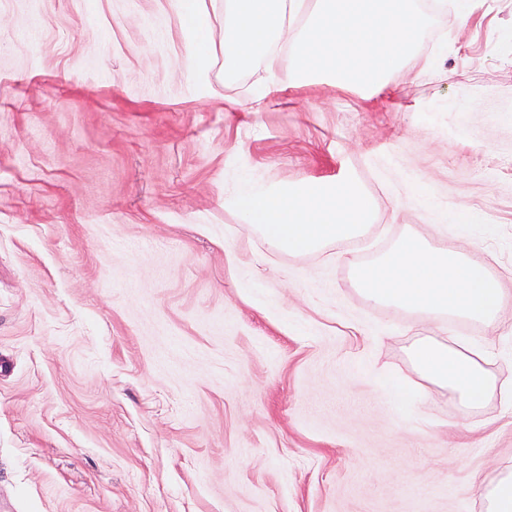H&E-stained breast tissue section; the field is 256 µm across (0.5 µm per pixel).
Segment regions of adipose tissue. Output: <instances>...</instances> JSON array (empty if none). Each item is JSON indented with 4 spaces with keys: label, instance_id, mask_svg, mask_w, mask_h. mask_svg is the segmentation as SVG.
Masks as SVG:
<instances>
[{
    "label": "adipose tissue",
    "instance_id": "obj_1",
    "mask_svg": "<svg viewBox=\"0 0 512 512\" xmlns=\"http://www.w3.org/2000/svg\"><path fill=\"white\" fill-rule=\"evenodd\" d=\"M447 8V0H434L429 11L418 0H224V84L247 83V100L258 105L314 82L378 96ZM224 206L272 254L302 258L362 236L376 200L352 174L266 182L241 173L225 187ZM352 279L376 306L500 326V279L467 252L435 247L415 231L371 264L353 267ZM410 359L423 380L448 391L460 430H469L473 410L487 399L512 402V385L489 369L488 350L426 336Z\"/></svg>",
    "mask_w": 512,
    "mask_h": 512
}]
</instances>
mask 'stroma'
Instances as JSON below:
<instances>
[{"mask_svg": "<svg viewBox=\"0 0 512 512\" xmlns=\"http://www.w3.org/2000/svg\"><path fill=\"white\" fill-rule=\"evenodd\" d=\"M0 0V512H461L512 467V406L460 434L419 336L512 380V0H458L385 95L225 110L220 0ZM201 57V73L187 67ZM242 169L352 172L361 246L279 256L224 209ZM401 198L388 207L386 195ZM502 276V326L377 307L350 266L408 230ZM181 6L189 21V33L194 38L202 37L210 29L209 15L198 11L196 0H182Z\"/></svg>", "mask_w": 512, "mask_h": 512, "instance_id": "35a3bbf8", "label": "stroma"}]
</instances>
